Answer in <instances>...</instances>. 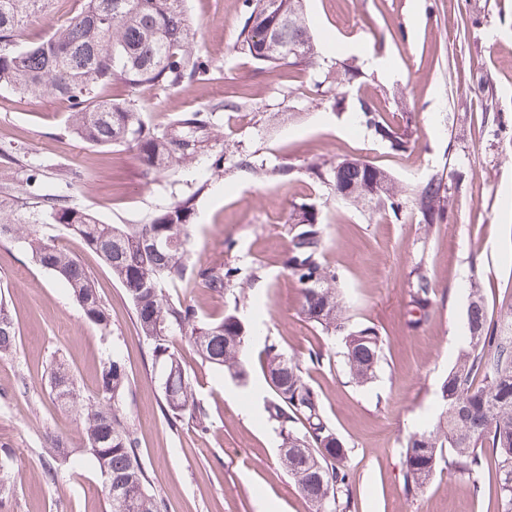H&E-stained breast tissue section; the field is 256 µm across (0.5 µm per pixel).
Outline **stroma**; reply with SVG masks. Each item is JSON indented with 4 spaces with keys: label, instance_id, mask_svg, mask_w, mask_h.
<instances>
[{
    "label": "stroma",
    "instance_id": "stroma-1",
    "mask_svg": "<svg viewBox=\"0 0 512 512\" xmlns=\"http://www.w3.org/2000/svg\"><path fill=\"white\" fill-rule=\"evenodd\" d=\"M243 0H187L194 43L215 77L177 91L148 94L114 86L134 100L156 127L179 114L212 113L220 141L174 177L144 178L124 147L99 148L69 129L66 103L21 99L0 90V191L29 174L51 188L84 171L69 205L93 210L109 224H138L194 196L191 263L224 251L229 261L262 269L245 287L239 317L262 325L290 358L307 363V379L349 450L350 492L357 512H496L489 471L473 475L438 468L417 495L404 490V452L410 436L434 428L440 388L466 346L471 286L482 288L490 313L512 310V0H305V16L323 66L352 61L366 75L362 88L395 125L412 133V148L394 154L351 116L313 92V73L270 69L237 52ZM360 52H352V45ZM487 84L457 93L461 81ZM222 158L224 175L204 185ZM358 158L385 168L402 186L452 177L456 220L426 225L417 217L368 216L316 184L308 169ZM313 203L323 221V255L352 325L388 334L373 382L359 387L342 368V348L300 313L299 285L287 266L288 220L296 201ZM97 279L109 307V335L88 323L64 283L37 265L22 243L0 239V301L16 323L17 350L0 359V445L13 453L19 477L0 512H109L102 479L88 461L56 467L46 435L79 447V420L50 394L49 371L65 359L84 394H94L108 355L118 354L131 389L124 408L138 452L165 512H311L279 463L281 439L267 406L273 393L257 361L236 380L202 364L187 339L175 346L207 430L171 425L161 410L162 370L136 334L122 286L101 259L75 237L62 240ZM431 283L432 307L421 327L412 283ZM55 478H46L49 468Z\"/></svg>",
    "mask_w": 512,
    "mask_h": 512
}]
</instances>
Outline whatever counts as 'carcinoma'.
I'll return each mask as SVG.
<instances>
[{"instance_id":"obj_1","label":"carcinoma","mask_w":512,"mask_h":512,"mask_svg":"<svg viewBox=\"0 0 512 512\" xmlns=\"http://www.w3.org/2000/svg\"><path fill=\"white\" fill-rule=\"evenodd\" d=\"M55 0H0V88L21 98L52 97L69 106V128L84 143L97 147L125 146L149 176H173L208 150L213 127L203 112L184 113L168 128L148 124L136 104L112 98L107 91L122 83L134 91L177 90L211 78L210 61L192 46L193 22L186 0H83L69 21L46 37L19 44L30 17L50 11ZM244 22L237 49L254 60L281 64L301 72L320 67L303 12V0H243ZM359 67L343 63L314 83V93L333 101L346 99L345 88L362 78ZM357 122L374 131L395 154L407 152L411 140L382 116L373 100L359 99ZM311 174L341 201L357 208L374 204L371 214L395 219L407 212L423 224L448 223L451 184L434 175L408 193L392 175L369 162L343 160ZM31 175L0 198V239L24 243L42 268L69 287L84 318L101 333L111 320L99 295L96 278L74 254L45 238L38 224H54L61 234L80 239L96 253L121 284L135 313L137 334L148 343L155 362L166 368L164 411L173 421L188 416L205 429L206 412L197 401L183 361L172 349L180 334L201 361L234 379L246 376L244 355L250 328L238 316L246 299L244 285L260 278L257 268H243L218 253L204 265H189L186 244L191 237L193 207L186 198L150 214L141 224H107L86 209L66 204L67 195L39 193ZM291 243L287 265L302 293L301 313L329 337H340L348 377L365 386L376 377L386 339L373 326L351 328L336 288V273L322 260L319 212L302 201L290 214ZM171 237L175 244L158 249L149 237ZM201 285L229 293L233 307L215 321L199 318L187 298H172L168 288L186 292ZM419 317L428 318L429 282L417 274L412 283ZM467 309L469 341L448 372L441 391V411L434 429L414 434L406 444L407 493L421 490L440 464L448 471L474 474L485 467L482 449L494 454L498 512H512V313L488 312L481 289L470 292ZM16 326L0 302V358L16 352ZM260 364L274 393L269 418L292 455L280 457L284 471L311 504L312 512H355L350 495L348 448L336 435L322 409L321 395L279 345L264 340ZM51 391L63 384L69 409L80 410L79 434L85 453L100 472L103 484L122 487L124 501L112 499L111 512H161L162 503L149 489L140 463L138 438L123 408L130 381L119 359L103 363L96 395L85 396L70 368L56 360L50 368ZM46 451L68 466L80 461L66 441L48 436Z\"/></svg>"}]
</instances>
